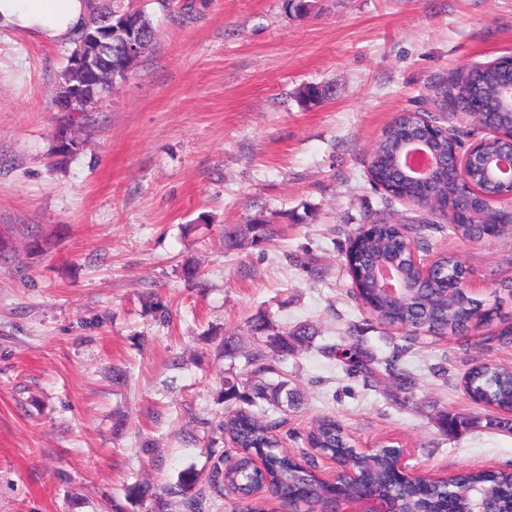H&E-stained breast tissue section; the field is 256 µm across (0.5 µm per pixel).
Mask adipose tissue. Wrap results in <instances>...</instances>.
Wrapping results in <instances>:
<instances>
[{
	"label": "adipose tissue",
	"mask_w": 512,
	"mask_h": 512,
	"mask_svg": "<svg viewBox=\"0 0 512 512\" xmlns=\"http://www.w3.org/2000/svg\"><path fill=\"white\" fill-rule=\"evenodd\" d=\"M89 12L88 0H0V29L61 43L69 41Z\"/></svg>",
	"instance_id": "obj_1"
}]
</instances>
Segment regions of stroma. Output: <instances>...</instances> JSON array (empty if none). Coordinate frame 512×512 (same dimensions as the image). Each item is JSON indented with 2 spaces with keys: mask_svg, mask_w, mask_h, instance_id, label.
<instances>
[{
  "mask_svg": "<svg viewBox=\"0 0 512 512\" xmlns=\"http://www.w3.org/2000/svg\"><path fill=\"white\" fill-rule=\"evenodd\" d=\"M129 2L159 37L69 158L51 154L68 44L0 31V240L15 250L0 272V512H146L126 485L209 468L228 366L209 336L248 342L260 315L315 332L283 365L304 394L278 430L291 451L333 415L356 447L392 440L421 472L512 468V432L461 385L473 361L512 366V343L491 338L512 322V232L470 241L443 223L419 252L457 257L496 316L464 336L421 334L404 359L422 378L414 405L320 351L353 329L379 359L400 343L356 298L345 251L364 214L404 223L418 208L376 189L367 160L398 113L437 115L433 86L512 56V0H311L302 17L284 0ZM307 84L332 93L304 106ZM258 213L272 239L225 250L224 227ZM32 224L51 243L39 257L24 249ZM188 261L200 285L184 280ZM446 414L463 427L444 431Z\"/></svg>",
  "mask_w": 512,
  "mask_h": 512,
  "instance_id": "obj_1",
  "label": "stroma"
}]
</instances>
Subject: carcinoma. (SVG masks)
I'll return each mask as SVG.
<instances>
[{"instance_id": "obj_1", "label": "carcinoma", "mask_w": 512, "mask_h": 512, "mask_svg": "<svg viewBox=\"0 0 512 512\" xmlns=\"http://www.w3.org/2000/svg\"><path fill=\"white\" fill-rule=\"evenodd\" d=\"M112 14L133 15L137 27L147 32L148 39L157 40L158 29L147 11L117 7L112 9ZM510 87L512 69L475 67L456 73L444 89H434V94L442 95L449 110L477 108L484 116L483 126L497 130L484 139L479 153L470 162L469 181L452 183L445 167L438 169L426 186L401 174L400 148L417 123L415 112L406 113L383 130L368 159V171L377 182L393 186L392 195L397 198L416 202L429 194L435 196L434 211L443 214L456 236L464 239L480 236L483 224L499 220L496 208L481 209V224L466 223L460 220V215L473 190L489 197L506 191L507 184L485 176L483 161L487 157H506L512 152V111L500 106L503 92ZM327 89L326 85H308L300 91V98L306 104H317L326 99ZM450 134L454 131L440 126L433 141L434 148L446 157L453 156ZM364 224L369 226L368 231L356 229L350 242L363 285L359 295L372 307L378 323L407 330L404 341L412 342L422 330L463 336L471 327L491 320L492 312L483 308L470 292L448 291L446 276L459 278L468 272L455 257L438 255L428 278L411 261L410 246L428 249L425 232L433 223L424 220L418 225L391 224L382 217L372 220L366 215ZM272 237V222L260 213L248 224L227 228L224 243L229 249L243 243L258 247ZM382 263L396 264L397 275L411 286L410 292L395 298L375 287L376 268ZM248 331L252 346L246 352L231 337L222 338L217 345L218 355L232 364L224 372L220 389L225 419L216 428L237 449L236 460L224 467L215 462L206 472L191 465L180 473L174 487L157 489L148 484H132L126 488L127 499L147 503V512H172L173 498L180 496L187 512H200L207 495L221 496L227 488L236 495L230 512H263L255 504L256 492L263 490L287 507L288 512H315L317 507L328 512L345 497L378 493L391 502L395 512H512V470L470 469L447 484L412 480L401 469L400 450L390 445V441L379 442L374 455L367 459L351 444L344 426L327 416L318 419L307 434V447L321 456L345 461L359 474L360 480L352 485L341 477L330 482L320 479L312 465L300 463L284 448L277 434L281 421L269 416L271 412L295 410L302 404L303 392L288 380L281 364L293 354L297 344L309 341L311 336L299 328L280 330L264 317L252 320ZM409 349L404 344L382 361L372 357L361 360L357 347L347 340L324 346L321 352L330 357L341 355L347 366L363 374L366 382L374 374L373 365H384L395 388L409 398L420 386L419 375L402 362ZM240 357L248 368L244 375L236 372L233 364ZM462 381L474 401L508 415L512 413V367L476 363L463 375Z\"/></svg>"}]
</instances>
